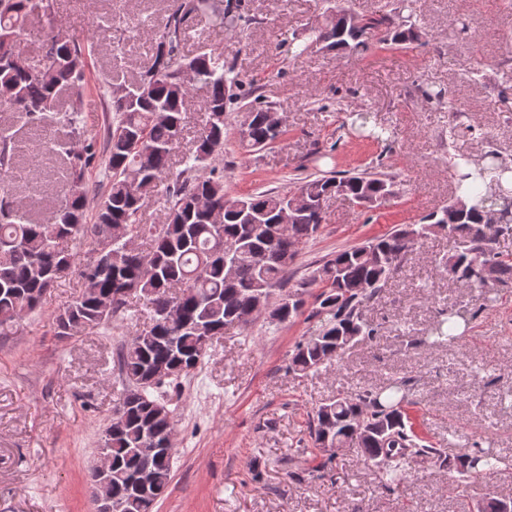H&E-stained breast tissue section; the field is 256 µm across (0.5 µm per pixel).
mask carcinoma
Segmentation results:
<instances>
[{
    "instance_id": "obj_1",
    "label": "carcinoma",
    "mask_w": 512,
    "mask_h": 512,
    "mask_svg": "<svg viewBox=\"0 0 512 512\" xmlns=\"http://www.w3.org/2000/svg\"><path fill=\"white\" fill-rule=\"evenodd\" d=\"M235 13L224 15L223 0H173L155 42L153 62L124 84L109 83L111 112L106 137L85 135L78 113L60 111V95L83 94L90 49L54 35L45 40L43 62L32 65L22 50L30 16L49 18L53 0H0V91L8 108L31 127L58 125L72 135L73 146L60 152L66 176L67 203L38 221L14 214L7 194L0 195V326L21 321L73 268L80 267L83 288L56 312L59 336L112 324L127 311L130 299L143 301L144 327L118 354L123 391L112 411L103 447L112 456V503L119 512H153L172 480L173 454L155 446L175 431L169 388L195 369L205 355L202 337L221 336L235 320L251 313L260 300L280 287L300 247L315 237L325 221L322 204L342 196L373 209L393 194L395 177L381 171H329L297 182L303 205L278 230L288 193L263 191L244 197L224 189V170L216 162L224 154L226 116L237 112L240 144L275 143L283 131H271L268 113L277 105L245 84L223 54L206 46L183 51L189 22L198 16H224V25L243 35L251 24L249 0H235ZM345 9L329 7L321 22L293 34L298 54L315 50L368 51L374 44L410 45L418 34L403 28L399 14L381 8L362 15L363 25L345 24ZM207 89L202 110L205 123L194 145L181 152L191 89ZM181 154L174 168L173 158ZM16 132L0 126V180L14 177ZM105 160L108 176L96 199L94 222L87 223L89 183L86 173ZM448 174L453 200L408 224L336 253L314 269L300 287L318 284L321 318L318 335L298 343L289 361L297 374L317 372L338 360L360 340H374L377 329L363 316L418 241L446 232L454 248L442 261L448 276L469 288L493 281L512 282V255L498 250L488 229L487 214L500 210L498 232H512V166L495 151L482 164L451 156ZM163 200L161 225L142 223L146 191ZM143 239L145 249H126V239ZM91 239L105 244L76 264L68 243ZM111 304V310L102 308ZM302 306L299 292H288L268 315L284 323ZM468 325L464 312L449 309L418 345L430 348L462 338ZM409 388L404 380L380 389L338 393L321 403L308 421V434L320 447L330 432L336 447L352 444L375 468L379 483L393 491L405 477L413 457L434 455L454 478V489L471 473L493 475L512 469V459L493 455L475 442L448 454L425 444L406 411ZM157 440H152V437ZM146 471L151 482L136 488L131 478Z\"/></svg>"
}]
</instances>
